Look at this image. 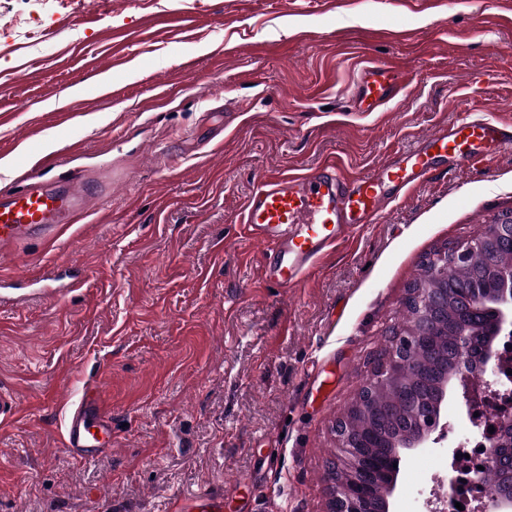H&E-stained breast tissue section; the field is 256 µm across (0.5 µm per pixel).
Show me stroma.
I'll return each mask as SVG.
<instances>
[{
	"instance_id": "1",
	"label": "stroma",
	"mask_w": 512,
	"mask_h": 512,
	"mask_svg": "<svg viewBox=\"0 0 512 512\" xmlns=\"http://www.w3.org/2000/svg\"><path fill=\"white\" fill-rule=\"evenodd\" d=\"M44 41L0 53V188L48 153L98 171L91 214L0 273L83 270L81 291L0 306V512H324L333 426L355 400L423 258L512 212V146L429 178L338 243L294 288L266 283L237 222L258 179L336 161L373 173L461 118L512 120V0H98L55 6ZM409 77L383 112L350 111L358 61ZM112 418L94 461L62 445L88 389ZM447 427L401 462L390 512H441Z\"/></svg>"
}]
</instances>
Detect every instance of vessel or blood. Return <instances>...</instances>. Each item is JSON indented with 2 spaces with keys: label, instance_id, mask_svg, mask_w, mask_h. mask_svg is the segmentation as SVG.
Returning <instances> with one entry per match:
<instances>
[{
  "label": "vessel or blood",
  "instance_id": "obj_1",
  "mask_svg": "<svg viewBox=\"0 0 512 512\" xmlns=\"http://www.w3.org/2000/svg\"><path fill=\"white\" fill-rule=\"evenodd\" d=\"M408 75L393 62L362 65L348 94L353 111L377 112L405 88ZM512 144V122L460 119L420 137L415 146L390 155L372 174L349 176L329 161L299 173L263 177L248 196L238 221L264 248L263 279L292 288L310 274L336 244L356 229L376 223L394 195L406 194L439 173L489 163ZM80 180L59 188L35 177L0 190V256L23 241L56 244L70 225L90 211ZM78 273L43 269L38 293L84 287ZM65 449L83 460L112 448L107 407L100 397L83 400L65 423Z\"/></svg>",
  "mask_w": 512,
  "mask_h": 512
}]
</instances>
